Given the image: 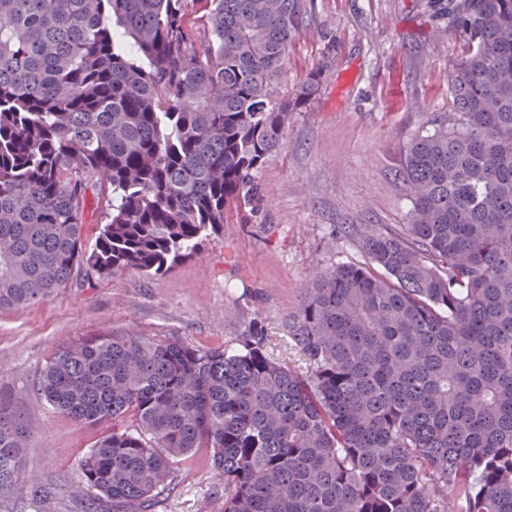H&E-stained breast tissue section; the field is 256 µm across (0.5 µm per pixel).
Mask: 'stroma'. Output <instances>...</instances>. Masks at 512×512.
Segmentation results:
<instances>
[{
  "mask_svg": "<svg viewBox=\"0 0 512 512\" xmlns=\"http://www.w3.org/2000/svg\"><path fill=\"white\" fill-rule=\"evenodd\" d=\"M311 29L295 41L278 80L295 96L322 70L317 97L294 112L287 144L258 173L267 204L229 216L196 254L171 271L109 278L75 270L35 305L0 310V409L37 425L24 450L27 484L54 493L0 499V512H108L80 491L77 463L102 433L56 413L38 378L58 347L98 334L134 332L205 349H238L260 321L271 357L306 373L288 337L308 275L365 263L354 231L407 222L410 202L392 173L401 147L451 110L448 63L462 55L437 0H314ZM150 512H224V474L203 461L174 466Z\"/></svg>",
  "mask_w": 512,
  "mask_h": 512,
  "instance_id": "stroma-1",
  "label": "stroma"
}]
</instances>
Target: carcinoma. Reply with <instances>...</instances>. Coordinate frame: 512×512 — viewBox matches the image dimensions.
<instances>
[{"mask_svg":"<svg viewBox=\"0 0 512 512\" xmlns=\"http://www.w3.org/2000/svg\"><path fill=\"white\" fill-rule=\"evenodd\" d=\"M0 0V309L84 263L165 273L230 212L263 201L310 72L277 96L312 0ZM463 56L452 110L403 145L405 232L364 224L366 265L315 270L288 323L301 374L255 321L234 351L91 336L38 386L112 424L79 460L112 512H147L172 465L224 472V512H512V0H448ZM112 211L82 250L89 184ZM131 420L132 427L121 423ZM35 426L0 410V499L24 488Z\"/></svg>","mask_w":512,"mask_h":512,"instance_id":"obj_1","label":"carcinoma"}]
</instances>
